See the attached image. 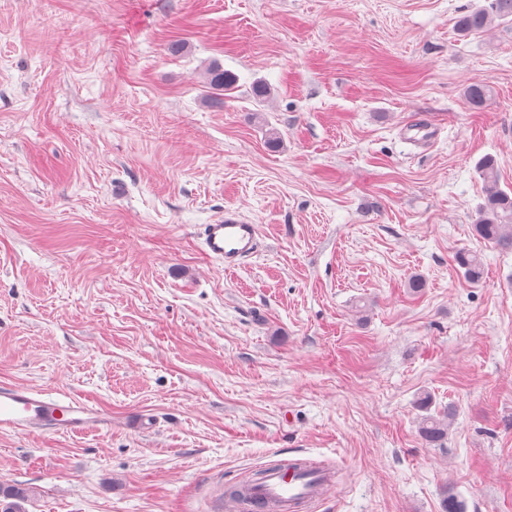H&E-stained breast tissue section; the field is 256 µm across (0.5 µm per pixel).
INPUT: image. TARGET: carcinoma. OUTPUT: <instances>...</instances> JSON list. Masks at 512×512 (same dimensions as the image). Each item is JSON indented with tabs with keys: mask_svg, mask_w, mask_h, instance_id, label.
Masks as SVG:
<instances>
[{
	"mask_svg": "<svg viewBox=\"0 0 512 512\" xmlns=\"http://www.w3.org/2000/svg\"><path fill=\"white\" fill-rule=\"evenodd\" d=\"M498 21L512 22V0H483L482 4L458 18L456 29L464 36L477 35ZM205 80L220 96L232 92L237 84L236 75L219 64L206 70ZM488 96V89L482 84H474L468 89V101L474 108H482ZM478 171L484 182L485 197L475 223L476 235L494 247L512 249V193L500 187L493 158L480 160ZM454 261L464 279L471 283L482 280L483 261L478 253L462 249L456 252ZM453 419L454 412L450 409L426 416L420 421V433L427 443H438L448 435ZM26 497V489L0 484V512H20V502Z\"/></svg>",
	"mask_w": 512,
	"mask_h": 512,
	"instance_id": "carcinoma-1",
	"label": "carcinoma"
}]
</instances>
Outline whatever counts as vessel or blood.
Here are the masks:
<instances>
[{"instance_id": "1", "label": "vessel or blood", "mask_w": 512, "mask_h": 512, "mask_svg": "<svg viewBox=\"0 0 512 512\" xmlns=\"http://www.w3.org/2000/svg\"><path fill=\"white\" fill-rule=\"evenodd\" d=\"M202 253L231 270L255 252L259 228L238 212L225 211L215 223L202 225L198 237ZM112 416L88 399L52 395L4 383L0 385V432L23 435H82L108 432ZM335 472L305 456L274 455L252 482L241 503L243 512H311L333 488Z\"/></svg>"}]
</instances>
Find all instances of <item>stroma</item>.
Masks as SVG:
<instances>
[{
    "label": "stroma",
    "mask_w": 512,
    "mask_h": 512,
    "mask_svg": "<svg viewBox=\"0 0 512 512\" xmlns=\"http://www.w3.org/2000/svg\"><path fill=\"white\" fill-rule=\"evenodd\" d=\"M478 2L0 0V383L112 415L0 433L22 512H239L292 451L349 472L313 512H512V250L473 232L478 162L512 189V24L458 35ZM228 209L259 228L230 272L197 239ZM205 80L208 86L220 96L232 92L237 84L236 75L224 70L219 64H214L206 70ZM454 261L468 282L479 283L482 280L483 261L478 253L462 249L456 252ZM454 419L451 409L443 410L438 415L423 417L419 429L425 441L429 444L441 442L448 434V427Z\"/></svg>",
    "instance_id": "stroma-1"
}]
</instances>
